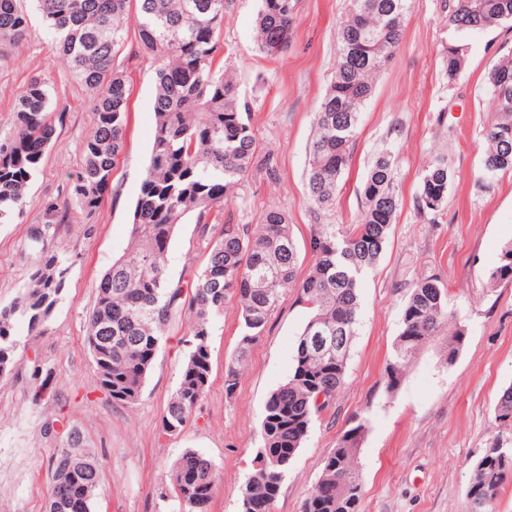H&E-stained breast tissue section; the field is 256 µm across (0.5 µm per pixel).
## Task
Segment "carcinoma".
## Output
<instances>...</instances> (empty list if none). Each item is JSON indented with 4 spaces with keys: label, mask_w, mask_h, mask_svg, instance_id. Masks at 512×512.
<instances>
[{
    "label": "carcinoma",
    "mask_w": 512,
    "mask_h": 512,
    "mask_svg": "<svg viewBox=\"0 0 512 512\" xmlns=\"http://www.w3.org/2000/svg\"><path fill=\"white\" fill-rule=\"evenodd\" d=\"M43 22L55 37L75 79L93 94L94 127L83 143L84 164L63 205L49 207L50 224L71 211L87 216L99 209L123 154L129 87L118 62L125 43L124 19L135 7L139 48L158 61L155 129L149 165L136 202L131 241L100 277L87 316L85 341L100 386L112 402L138 403L142 386L172 314L190 316V351L178 387L162 416V431H181L202 401L211 375L210 321L235 302L239 340L225 371L232 394L247 353L263 335L271 313L288 289L308 309L288 381L268 397L261 422L262 447L251 461L241 512H273L281 484L315 419L329 411L344 384L346 362L358 327L359 280L378 263L400 206L396 158L379 150L362 187L356 223L336 229L314 224L312 263L298 277V251L288 216L269 209L259 224H223L224 204L255 164L256 137L232 71L216 64L228 0H37ZM407 0H349L337 30L338 52L331 82L308 145L306 181L315 211L335 207L352 159L360 114L374 82L392 62L404 37ZM296 0H260L257 44L274 59L293 37ZM451 37L442 58L448 81L464 71L468 46L462 35L512 21V0H446ZM33 35L18 0H0V60ZM494 115L484 126L479 187L489 189L512 175V57L496 59L488 71ZM56 134L47 82L31 78L15 105L9 133L0 137V224L23 213L31 180ZM450 176L438 158L425 169L417 200L423 213H438L448 200ZM193 217L217 228L207 242L205 266L188 285L173 284L167 255L175 227ZM30 245L40 259L20 300L0 305V374L7 375L19 345L18 325L34 332L48 321L68 283L71 257L50 250L46 226L35 224ZM512 281V241L501 249L487 286ZM321 335L327 342L312 344ZM465 325L448 308L447 289L433 276L415 283L402 313V329L385 367L393 395L415 359L442 339L440 356L454 362ZM34 396L53 388V375L32 372ZM495 434L472 469V512H491L505 478L512 474V386L494 407ZM367 426L345 431L327 456L303 512H362L363 478L357 452ZM54 487L46 512H92L100 466L85 435L72 428L50 456ZM220 480L214 462L187 450L174 463L170 485L182 512H208Z\"/></svg>",
    "instance_id": "obj_1"
}]
</instances>
